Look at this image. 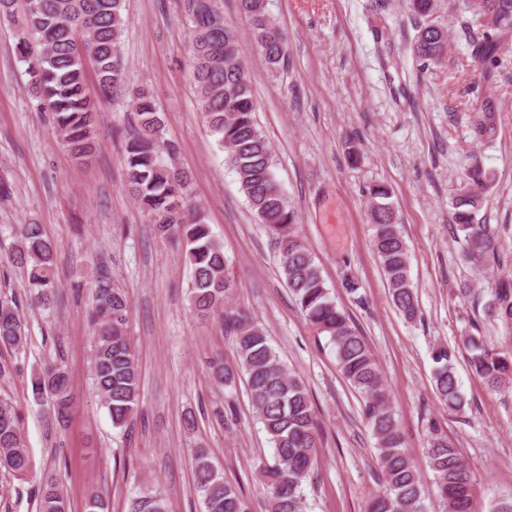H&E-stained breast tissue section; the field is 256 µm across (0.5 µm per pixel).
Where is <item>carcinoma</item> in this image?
I'll list each match as a JSON object with an SVG mask.
<instances>
[{
	"label": "carcinoma",
	"mask_w": 512,
	"mask_h": 512,
	"mask_svg": "<svg viewBox=\"0 0 512 512\" xmlns=\"http://www.w3.org/2000/svg\"><path fill=\"white\" fill-rule=\"evenodd\" d=\"M191 25L192 78L197 102L225 161L237 175L249 208L268 227L279 245L285 283L305 319L329 338L344 379L361 398V416L375 439L377 463L385 491L372 497L367 512H423L420 472L403 449V437L390 404L379 365L350 315L340 308L322 276L314 253L297 231L296 212L274 174L271 147L255 119L253 77L239 56L237 33L224 23L220 0H181ZM468 31L467 49L479 63L498 66L496 55L512 36V0H448ZM0 0V18L13 21L19 37L16 52L27 64V92L40 109L52 115L56 130L70 153L84 160L96 143V101L87 87V67H93L99 95L126 85L121 42L127 26L126 0ZM252 22V37L270 71H277L288 53L287 37L267 9V0H238ZM416 35L412 46L421 63L440 61L448 49V29L434 23L437 0H410ZM138 117V130L126 141L123 154L125 186L161 239L175 240L191 270V305L204 313H222L224 331L235 337L237 358L226 364L210 362L214 382L232 385L244 377L253 416L262 424L273 463L260 471L265 490L262 512H303L302 480L317 463L319 422L304 382L290 374L270 344L266 331L252 317L233 308L234 285L226 267L223 245L212 234L203 211L191 204L190 178L162 152L174 153L164 138V122L150 90L128 89ZM473 136L489 141L496 131V112L488 101L471 103ZM461 193L453 200V221L464 245L465 262L482 265L495 255L498 226L478 218L490 173L475 157L463 172ZM373 224V246L387 280L390 298L404 319L419 317L410 278V261L391 191L383 183L366 187ZM12 265L23 270L31 302L46 306L55 296V256L58 244L39 224H19ZM91 323L95 336L92 374L112 424L131 423L139 402L140 373L127 333L129 303L112 287L107 272L92 288ZM488 318L512 323V281L501 280L485 306ZM24 340L15 298L0 293V345L19 346ZM471 372L491 390L512 384V353L489 350L480 336L465 339ZM433 381L438 400L451 411L466 400L454 372V351L445 344L432 352ZM33 392L44 394L57 421L66 420L72 398L67 369L56 364L33 375ZM427 457L445 512H477L474 479L469 464L439 429L430 426ZM195 490L206 512H254L241 493L224 480L206 451L195 452ZM0 466L22 473L28 466L17 406L0 399ZM39 512H69L58 483H42ZM132 512H168L158 493L133 502Z\"/></svg>",
	"instance_id": "1"
}]
</instances>
